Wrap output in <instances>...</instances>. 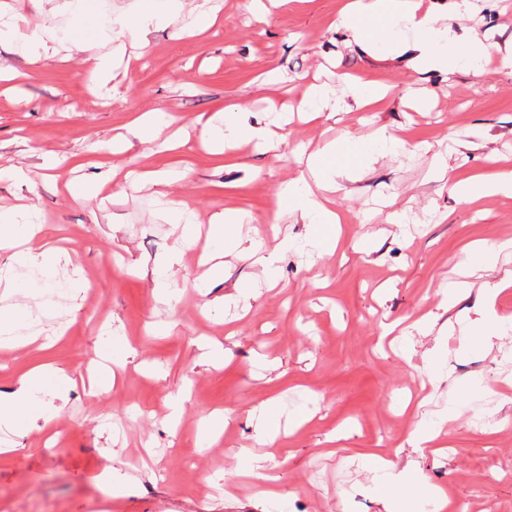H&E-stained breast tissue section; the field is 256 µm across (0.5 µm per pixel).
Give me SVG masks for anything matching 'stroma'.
I'll use <instances>...</instances> for the list:
<instances>
[{
    "instance_id": "stroma-1",
    "label": "stroma",
    "mask_w": 512,
    "mask_h": 512,
    "mask_svg": "<svg viewBox=\"0 0 512 512\" xmlns=\"http://www.w3.org/2000/svg\"><path fill=\"white\" fill-rule=\"evenodd\" d=\"M19 26L53 24L50 53L27 64L8 46L0 62L22 71L14 91L0 89V168L20 165L30 184L0 182V210L28 197L40 214V239L66 248L70 265L52 276L28 278L27 292L4 296L25 306L29 319L64 329L59 345L0 349V392L37 363L64 367L73 380L49 389L52 419L26 420L14 449L0 454V512H385L374 492L376 477L359 466L372 451L412 467L446 488L451 502H474L475 512H512V330L480 347L464 312L482 303L480 290L512 269L511 256H493L512 239V198L477 206L458 202L448 184L434 180L435 154L458 172L481 166L485 156L512 164V77L488 65L481 77L428 74L435 92L425 111L401 98L377 110H350L316 123H294L274 151H238L239 165L212 153L201 140L198 117L220 120L225 108L244 105L249 123L271 118L269 106L297 104L302 82L335 85L341 73L405 87L416 79L405 57L389 54L383 40L345 41L332 24L344 0H292L255 22L248 0H217L223 23L207 36L174 38L171 27H150L146 46L128 47L136 61L118 71L110 102L88 94L84 56L73 54L63 15L45 0H0ZM464 24L479 40L512 39V0H484ZM282 81L265 85L270 69ZM159 109L175 115L187 143L171 147L132 138L119 154L106 153L134 113ZM381 127L405 129L409 145L365 164L336 195L343 213L334 254L311 261L300 249L309 227L291 215L279 223L238 224L241 240L279 249L275 284L238 248L224 250V274L207 294L195 283L204 272L202 245L183 248L180 231L165 221L149 184L112 180L126 171L187 170L171 189L188 203L195 221L245 209L268 214L276 188L307 177V154L346 137L370 141ZM105 183L107 197L82 203L67 181ZM393 199L408 209L406 224H389L378 203ZM168 261V298L153 294L151 271ZM87 281L73 294L71 282ZM470 281L453 309L442 285ZM250 289L248 306L225 302L236 286ZM447 315V335L413 334L409 354L382 338L384 324ZM221 344L224 359L207 351ZM131 355L113 386L88 394L94 366L108 348ZM434 350L448 371L440 388L427 381L425 353ZM183 409L172 423L170 400ZM413 405L400 411L399 402ZM268 407L279 420L274 448L255 439L253 408ZM230 410L222 438L205 441L199 422ZM450 411L448 446L420 454L407 437L418 420ZM311 413L305 426L295 416ZM488 419L476 429L474 417ZM68 429L60 440V429ZM336 437L328 445V437ZM119 449L115 461L106 451ZM274 454L279 504L264 501L253 459ZM235 481V497L224 484ZM120 493L108 496V486Z\"/></svg>"
}]
</instances>
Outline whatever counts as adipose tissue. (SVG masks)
<instances>
[{"label":"adipose tissue","mask_w":512,"mask_h":512,"mask_svg":"<svg viewBox=\"0 0 512 512\" xmlns=\"http://www.w3.org/2000/svg\"><path fill=\"white\" fill-rule=\"evenodd\" d=\"M61 10L69 18L68 35L76 52H91V42L95 39L104 46L102 52L92 53L88 89L95 95L106 85L111 71L121 67L127 45L146 42L150 24L168 21L178 12L169 0H140L136 11L130 14L113 12L103 2L99 6L97 27L92 30L87 25V0H64ZM336 28L346 38L364 45L371 44L376 31L393 32L394 37L388 43L391 53L407 55L412 71L421 74L438 72L452 76L469 70L473 75H480V68L468 64L472 56L484 62L494 59L503 68L512 69L511 46L480 41L470 37L464 28L440 23L434 7H422L421 0H350L340 10ZM4 42L19 44L25 60L31 64L39 62L50 49L45 29H19L9 23L7 11L0 9V44ZM340 91L352 99L358 110L367 112L383 102L392 88L343 74L334 89L309 85L302 101L303 112L309 119H321L324 113L335 111L336 94ZM243 114V108L238 106L225 111L223 129L210 132L212 149L224 151L229 142L243 138L260 147L272 146L290 122L284 113L276 126L254 127L247 124ZM369 158V153L354 139L327 143L308 157L314 183L291 182L279 186L274 194L275 209L266 216V223H277L287 213L299 214L303 223L310 226L308 244L312 253H330L336 247L335 226L341 217L331 207L328 195L342 189L344 181L351 179L353 172ZM435 174L447 180L450 192L465 203L494 195L512 196V168L461 178L442 160ZM37 219L36 211L24 202L0 213V250H10L14 263L47 269L59 264L63 255L34 244ZM50 381L64 387L69 384L70 376L65 368L38 365L18 378L12 392L0 395V433L15 431L29 414L47 413V406L36 404L35 395Z\"/></svg>","instance_id":"obj_1"}]
</instances>
